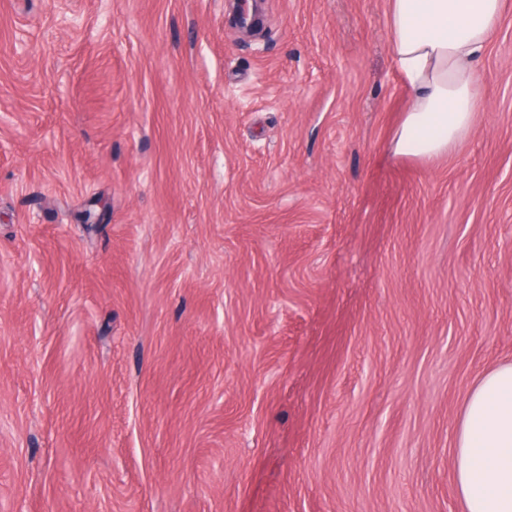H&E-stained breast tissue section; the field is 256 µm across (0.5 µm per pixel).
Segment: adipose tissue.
Returning <instances> with one entry per match:
<instances>
[{
	"label": "adipose tissue",
	"mask_w": 512,
	"mask_h": 512,
	"mask_svg": "<svg viewBox=\"0 0 512 512\" xmlns=\"http://www.w3.org/2000/svg\"><path fill=\"white\" fill-rule=\"evenodd\" d=\"M502 0H388L395 69L411 103L394 133L397 156L431 159L471 133L479 112V59ZM454 488L465 512H512V363L485 372L456 423Z\"/></svg>",
	"instance_id": "adipose-tissue-1"
}]
</instances>
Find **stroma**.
I'll use <instances>...</instances> for the list:
<instances>
[{
    "label": "stroma",
    "instance_id": "stroma-1",
    "mask_svg": "<svg viewBox=\"0 0 512 512\" xmlns=\"http://www.w3.org/2000/svg\"><path fill=\"white\" fill-rule=\"evenodd\" d=\"M387 8L0 0V512H465L457 416L512 362V0L433 160L390 152Z\"/></svg>",
    "mask_w": 512,
    "mask_h": 512
}]
</instances>
